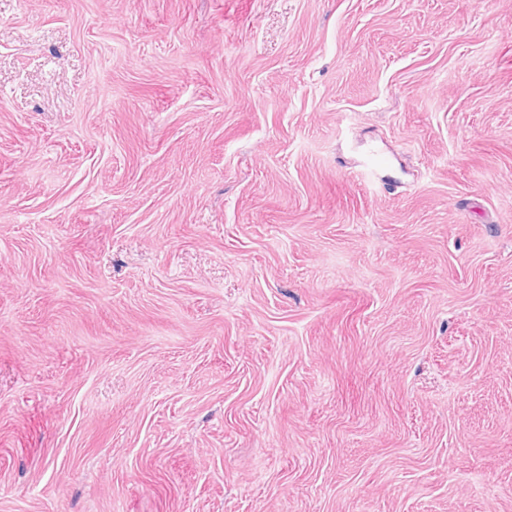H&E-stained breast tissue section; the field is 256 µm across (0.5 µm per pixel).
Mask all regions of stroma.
Wrapping results in <instances>:
<instances>
[{
	"label": "stroma",
	"mask_w": 512,
	"mask_h": 512,
	"mask_svg": "<svg viewBox=\"0 0 512 512\" xmlns=\"http://www.w3.org/2000/svg\"><path fill=\"white\" fill-rule=\"evenodd\" d=\"M0 512H512V0H0Z\"/></svg>",
	"instance_id": "1"
}]
</instances>
